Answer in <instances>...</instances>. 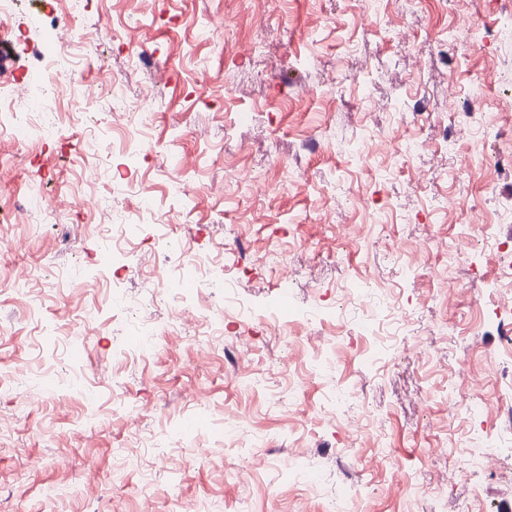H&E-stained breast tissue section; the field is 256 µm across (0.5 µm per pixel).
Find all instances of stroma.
Returning a JSON list of instances; mask_svg holds the SVG:
<instances>
[{
  "mask_svg": "<svg viewBox=\"0 0 512 512\" xmlns=\"http://www.w3.org/2000/svg\"><path fill=\"white\" fill-rule=\"evenodd\" d=\"M80 22L97 41L78 67L83 114L22 89L38 79L63 12L20 0L13 18L26 46L0 43V92L18 111L49 112L53 137L29 150L0 140V512H295L308 499H360L362 512H512V440L487 447V467L464 469L450 442L472 427L494 432L507 399L489 255L512 241V0H376L357 28L360 0H89ZM455 50L439 56L437 44ZM143 52L146 66L127 67ZM128 97L153 86L148 137L184 162L187 192L143 159L112 150L119 116L105 74ZM424 99L429 114L413 118ZM460 125L497 119L479 139L447 147ZM95 143H87L86 127ZM84 148L103 177L72 201ZM151 180V208L170 218L164 239L141 234L128 269L102 249L95 200L140 207L127 174ZM62 207L55 224H19L32 183ZM281 246L287 266L261 260ZM215 259L211 295L187 276L177 295L148 280L182 253ZM102 273L103 288L55 290ZM454 281L457 293L444 288ZM394 290L409 325L370 335L364 310ZM99 323L75 340L77 309ZM315 337L320 364L336 349L335 402L304 380L284 392L287 349ZM156 347L137 351L144 330Z\"/></svg>",
  "mask_w": 512,
  "mask_h": 512,
  "instance_id": "35a3bbf8",
  "label": "stroma"
}]
</instances>
